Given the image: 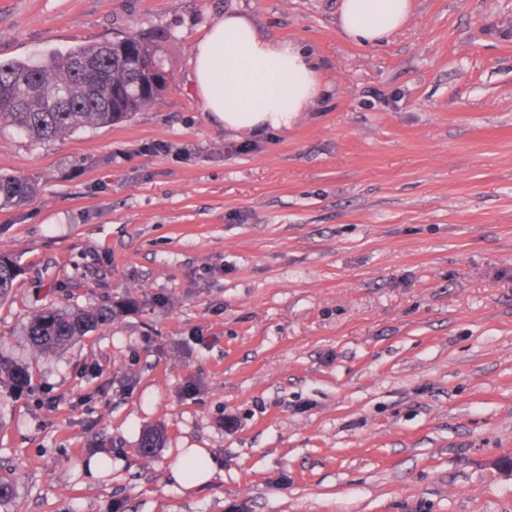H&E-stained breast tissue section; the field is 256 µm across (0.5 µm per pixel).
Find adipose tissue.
<instances>
[{"label": "adipose tissue", "instance_id": "obj_1", "mask_svg": "<svg viewBox=\"0 0 512 512\" xmlns=\"http://www.w3.org/2000/svg\"><path fill=\"white\" fill-rule=\"evenodd\" d=\"M411 7V0H342L337 30L357 43L377 44L405 25ZM190 65L203 111L232 135L290 128L322 91L303 49L262 38L252 18L234 8L196 42ZM216 472L205 449L180 448L168 479L190 491Z\"/></svg>", "mask_w": 512, "mask_h": 512}]
</instances>
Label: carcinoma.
<instances>
[{
    "mask_svg": "<svg viewBox=\"0 0 512 512\" xmlns=\"http://www.w3.org/2000/svg\"><path fill=\"white\" fill-rule=\"evenodd\" d=\"M162 58L161 43L135 34L110 41L78 44L66 54L51 53L39 63L0 62V128L12 127L35 139H53L85 126H110L128 120L155 102L149 79L138 70L140 58ZM37 191L29 177L0 173V207L30 202ZM20 266L0 253V302L8 299ZM138 307L121 300L94 309L50 308L32 314L24 327L26 342L47 354L62 351L89 332ZM23 389L29 373L17 361L0 356V376ZM163 432L146 430L139 448L146 455L162 446Z\"/></svg>",
    "mask_w": 512,
    "mask_h": 512,
    "instance_id": "1",
    "label": "carcinoma"
}]
</instances>
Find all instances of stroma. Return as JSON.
<instances>
[{"label": "stroma", "mask_w": 512, "mask_h": 512, "mask_svg": "<svg viewBox=\"0 0 512 512\" xmlns=\"http://www.w3.org/2000/svg\"><path fill=\"white\" fill-rule=\"evenodd\" d=\"M339 6L0 0V61L162 33L171 74L112 126L0 128V173L38 186L0 209L21 267L0 355L31 374L0 384V512H512V0H413L375 46ZM229 8L319 66L288 131L231 137L202 110L192 46ZM127 296L71 349L25 341L37 311ZM177 448L218 479L169 484Z\"/></svg>", "instance_id": "35a3bbf8"}]
</instances>
